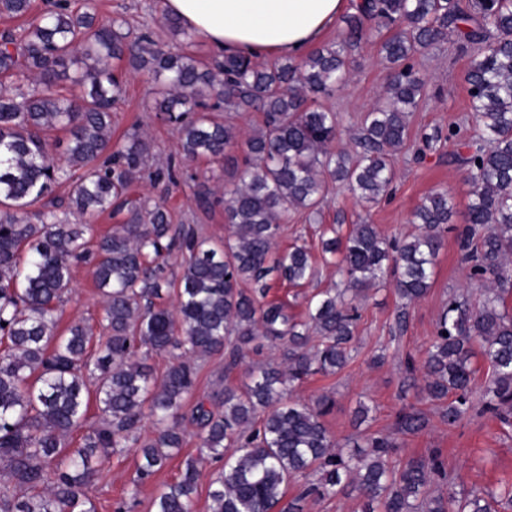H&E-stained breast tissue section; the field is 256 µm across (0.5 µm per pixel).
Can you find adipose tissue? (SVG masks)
<instances>
[{
  "label": "adipose tissue",
  "mask_w": 512,
  "mask_h": 512,
  "mask_svg": "<svg viewBox=\"0 0 512 512\" xmlns=\"http://www.w3.org/2000/svg\"><path fill=\"white\" fill-rule=\"evenodd\" d=\"M347 0H166L169 15L218 55L300 57L316 46Z\"/></svg>",
  "instance_id": "obj_1"
}]
</instances>
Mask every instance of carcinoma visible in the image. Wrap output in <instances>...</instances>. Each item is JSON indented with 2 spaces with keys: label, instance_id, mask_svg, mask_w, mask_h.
Wrapping results in <instances>:
<instances>
[{
  "label": "carcinoma",
  "instance_id": "carcinoma-1",
  "mask_svg": "<svg viewBox=\"0 0 512 512\" xmlns=\"http://www.w3.org/2000/svg\"><path fill=\"white\" fill-rule=\"evenodd\" d=\"M31 6L32 0H0V15L26 16ZM352 8L335 41L299 62L271 66L236 56L207 64L184 50L164 52L151 32L130 42L118 20L97 17L90 0L81 12L67 0H50L26 25L0 33V464L13 483L0 490V512H93L88 489L101 459L118 448L138 449V485L182 447L189 424L199 431L200 452L224 461L210 486L211 512H303L306 499L349 486L363 512H493L477 490L461 498L451 488L446 496L429 493L433 477L448 480L439 456L410 457L396 467L391 459L400 445L388 436H370L363 445L332 438L323 422L331 397L312 404L292 399L295 384L346 365L358 319L354 301L387 269H394L403 304L425 296L453 230L448 192L430 194L415 210L419 232L407 240L356 224L324 241L345 283L319 294L308 321L261 301L272 275L293 286L315 276L305 248L273 251L289 209L318 212L333 182L366 203L387 196L393 157L411 138L408 117L424 89L412 60L420 47L452 33L470 58L468 95L480 130L466 153L453 155L471 180L457 243L469 279L482 283L484 294L477 303L448 296L420 370L428 397L448 400L442 421L454 425L472 408L470 359L480 346L491 369L482 412L512 424V0H354ZM384 29L380 51L391 72L384 102L365 114L353 148L335 151L336 113L307 100L339 89L352 51ZM124 59L160 82L151 109L175 125L185 158L235 166L229 151L243 146L238 183L224 193V246L171 223L162 204L128 196L152 146L137 132L112 145V106L124 94L115 62ZM63 80L83 93H62ZM24 83L32 90L20 91ZM211 98L228 108L260 109L262 126L239 142L233 126L207 113ZM56 129L67 133L63 147L46 137ZM457 135L451 126L445 136L439 128L425 131L415 138L417 151ZM72 168L81 174L68 209L81 224L58 216L49 199ZM107 210L126 214V222L87 237V220ZM176 246L185 254L177 278L168 267ZM79 263L89 265L102 294L100 345L83 321L56 332L57 306ZM245 282L257 288L249 292ZM171 289L172 310L159 303ZM259 339L277 344L282 362L251 370L242 390L224 386L214 395L218 407L200 401L183 412L196 359L222 351L230 371ZM142 351L172 356L162 379L139 359ZM92 397L99 415L91 422ZM146 416L156 429L152 437L142 434ZM426 424L413 408L396 420L404 435ZM78 431V446L66 447ZM197 464L186 460L177 480L158 491L154 512H193ZM313 473L316 481L284 502L288 483Z\"/></svg>",
  "mask_w": 512,
  "mask_h": 512
}]
</instances>
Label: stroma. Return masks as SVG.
I'll return each instance as SVG.
<instances>
[{
	"instance_id": "stroma-1",
	"label": "stroma",
	"mask_w": 512,
	"mask_h": 512,
	"mask_svg": "<svg viewBox=\"0 0 512 512\" xmlns=\"http://www.w3.org/2000/svg\"><path fill=\"white\" fill-rule=\"evenodd\" d=\"M101 17L126 20L132 35L145 31L155 34L163 50L176 51L177 40L171 39L163 26L165 0H94ZM380 39L372 35L363 40L351 55L352 63L346 84L315 103L335 112L338 133L334 149L346 150L357 132L363 113L383 100L389 71L379 52ZM417 76L424 83L418 109L409 118L412 133L448 126L459 128L457 141L438 142L435 149L417 156L414 143H406L394 157L395 180L391 194L380 202L359 201L345 185L331 186L321 213L310 218L307 212L292 210L282 216L277 249L303 245L310 249L317 270L316 278L299 287L277 283L269 299L286 303L289 315L304 318L309 300L319 292L339 284L341 277L334 263L324 261L320 236L336 228L347 235L356 224H373L388 239L402 240L417 234L412 214L425 198L437 190L448 191L457 212H464L470 184L467 172L451 163L449 155L477 130L470 108L465 74L468 58L456 48L454 38L437 42L421 50L413 59ZM155 86L147 73L127 71L125 95L112 111V141L119 144L125 135L138 131L153 145L148 173L130 186L134 197L163 200L174 223L194 228L198 234L221 244L226 234L224 207L218 199L232 189L230 167L205 160H187L178 152V135L168 122L156 117L150 106ZM175 163V183H153L150 173ZM462 294L478 301L479 284L471 282L459 261L456 239H449L435 265L433 284L423 298L407 307L404 330L395 327L400 301L392 286L369 289L360 301L361 318L355 329L350 358L346 366L330 375L315 374L296 388L293 397L310 403L320 395H330L334 404L323 421L338 441L364 440L371 435L396 438L400 445L398 459L440 454L448 475L460 492L491 491L500 494L497 512H512V502L504 500V490L512 487V425L502 424L491 415L471 409L455 426L445 424L440 416L442 402L428 399L423 376L408 379L407 360L422 361L430 348L437 317L449 295ZM101 315V296L88 267L74 270L69 292L58 312V327L66 329L76 321L96 323ZM279 349L263 343L247 352L241 367L224 370V355L216 353L198 360V377L193 399L213 396L224 386H243L246 371L279 359ZM421 410L427 424L413 435L399 434L396 417L405 408ZM200 440L195 427H188L183 448L169 460L165 469L141 486L134 487L138 457L123 450L104 458L99 473L89 487L88 496L96 512H113L116 502L127 501L129 512H151L154 496L163 484L178 475L186 458L199 461V478L195 494V512H210V485L221 465L199 456Z\"/></svg>"
}]
</instances>
